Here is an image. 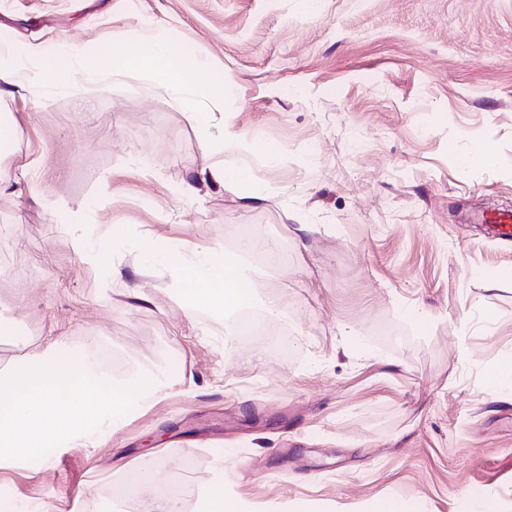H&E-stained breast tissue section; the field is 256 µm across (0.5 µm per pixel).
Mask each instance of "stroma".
<instances>
[{"label":"stroma","instance_id":"1","mask_svg":"<svg viewBox=\"0 0 512 512\" xmlns=\"http://www.w3.org/2000/svg\"><path fill=\"white\" fill-rule=\"evenodd\" d=\"M0 35L53 53L145 35L224 80L202 129L134 72L0 97V373L59 339L124 354L117 384H163L102 447L0 467V502L127 512L101 487L147 463L191 464L186 512L220 476L249 512L512 500V383L486 386L512 362V240L482 222L512 212V0H0ZM479 143L494 163L466 166ZM237 167L232 191L201 177ZM159 240L241 268L250 309H283L281 342L187 313Z\"/></svg>","mask_w":512,"mask_h":512}]
</instances>
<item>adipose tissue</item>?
I'll return each mask as SVG.
<instances>
[{
  "instance_id": "1",
  "label": "adipose tissue",
  "mask_w": 512,
  "mask_h": 512,
  "mask_svg": "<svg viewBox=\"0 0 512 512\" xmlns=\"http://www.w3.org/2000/svg\"><path fill=\"white\" fill-rule=\"evenodd\" d=\"M61 53L68 61L63 68L55 66L52 55L38 45L24 47L18 55L0 53V93L25 79L51 89L82 90L121 67L140 71L173 95L192 123H210L224 110L223 80L212 78L204 63L186 65L183 52L171 44L120 38L93 50L67 45ZM205 100L210 110L202 109ZM152 253L172 266L186 310L206 307L229 314L250 297L252 281L239 270L228 269L223 256L208 252L188 259L165 242L155 243Z\"/></svg>"
}]
</instances>
